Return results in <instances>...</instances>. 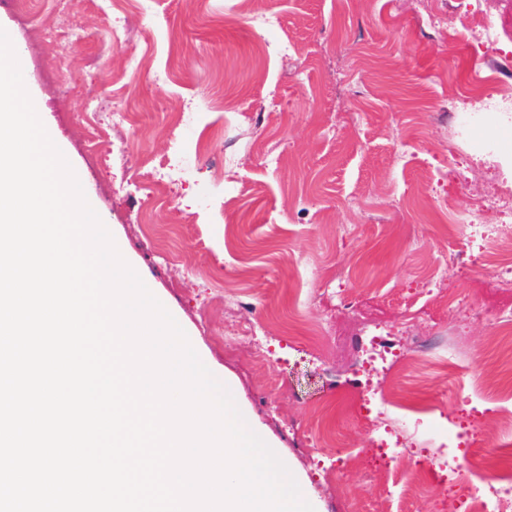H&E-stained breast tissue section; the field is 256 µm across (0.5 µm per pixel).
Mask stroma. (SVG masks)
I'll return each instance as SVG.
<instances>
[{
    "instance_id": "stroma-1",
    "label": "stroma",
    "mask_w": 512,
    "mask_h": 512,
    "mask_svg": "<svg viewBox=\"0 0 512 512\" xmlns=\"http://www.w3.org/2000/svg\"><path fill=\"white\" fill-rule=\"evenodd\" d=\"M50 7L31 0L23 17L0 0V27L14 35L48 135L203 363L232 381L254 425L294 465L317 512H448V487L427 478L401 497L399 480L427 470L432 448L417 441L384 472L359 409L346 405L366 380L349 361L323 358L312 322L355 333L366 320L386 328L429 309L413 331L425 349L378 386L427 408L436 434L468 419L481 445L461 449L459 463L474 486L505 474L497 457L512 437L496 398L505 383L490 343L496 298L474 283L496 273L484 253L506 218L489 210L476 233L448 214L512 190V171L483 143L493 114L459 109L478 67L461 16L487 10L507 23L512 0H252L233 23L234 0L143 9L80 0L85 37L53 56L34 39ZM254 12L272 25L254 28ZM258 41L269 47L262 60ZM116 110L134 112L135 125H111ZM176 112L195 122L174 139ZM152 160L175 166L169 192L149 188ZM456 258L461 273L439 283L437 267ZM218 268L245 293L247 316L269 325L265 369L253 346L229 353L214 339L224 327ZM293 288L325 292L300 321ZM462 309L467 351L453 374L435 354Z\"/></svg>"
}]
</instances>
